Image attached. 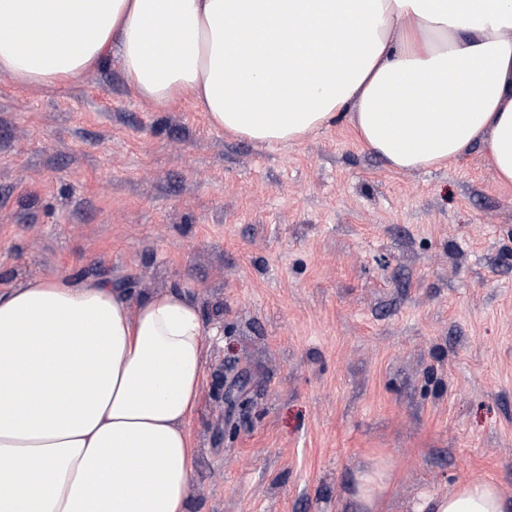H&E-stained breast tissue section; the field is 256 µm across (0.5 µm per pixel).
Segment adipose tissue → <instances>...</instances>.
Returning <instances> with one entry per match:
<instances>
[{"label": "adipose tissue", "instance_id": "obj_1", "mask_svg": "<svg viewBox=\"0 0 512 512\" xmlns=\"http://www.w3.org/2000/svg\"><path fill=\"white\" fill-rule=\"evenodd\" d=\"M117 63L234 137L348 117L400 171L483 144L512 184V0H0V75L52 88ZM209 333L177 288L38 277L0 289V512H188ZM391 465L356 477L365 507ZM418 512H512L472 478Z\"/></svg>", "mask_w": 512, "mask_h": 512}]
</instances>
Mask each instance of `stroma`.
I'll use <instances>...</instances> for the list:
<instances>
[{
  "mask_svg": "<svg viewBox=\"0 0 512 512\" xmlns=\"http://www.w3.org/2000/svg\"><path fill=\"white\" fill-rule=\"evenodd\" d=\"M65 274L186 291L220 336L188 512H376L489 476L512 494V186L482 146L404 173L347 118L269 145L102 65L0 76V288ZM394 471L390 464L376 465L360 472L356 477V499L366 508L374 504L392 489Z\"/></svg>",
  "mask_w": 512,
  "mask_h": 512,
  "instance_id": "obj_1",
  "label": "stroma"
}]
</instances>
